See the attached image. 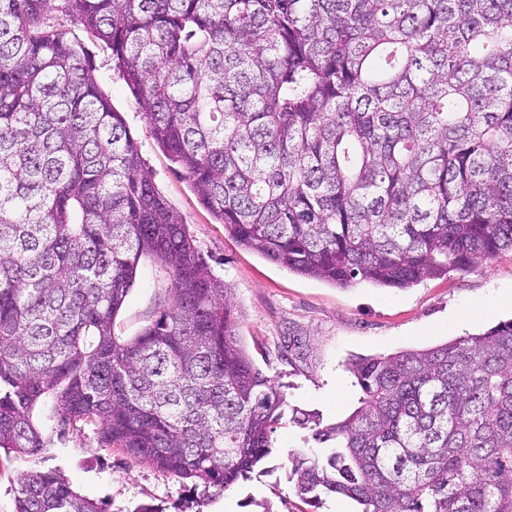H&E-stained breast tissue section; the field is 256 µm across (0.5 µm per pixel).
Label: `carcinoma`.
Wrapping results in <instances>:
<instances>
[{"label": "carcinoma", "mask_w": 512, "mask_h": 512, "mask_svg": "<svg viewBox=\"0 0 512 512\" xmlns=\"http://www.w3.org/2000/svg\"><path fill=\"white\" fill-rule=\"evenodd\" d=\"M112 51L154 142L241 247L339 287L409 288L512 250V0H0V450L96 427L218 492L284 418L323 457L297 492L361 512H512V320L358 357L323 426L239 333L232 288L158 193L89 52ZM171 305L112 332L142 258ZM15 512H104L54 472Z\"/></svg>", "instance_id": "carcinoma-1"}]
</instances>
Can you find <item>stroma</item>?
I'll return each mask as SVG.
<instances>
[{"label":"stroma","instance_id":"1","mask_svg":"<svg viewBox=\"0 0 512 512\" xmlns=\"http://www.w3.org/2000/svg\"><path fill=\"white\" fill-rule=\"evenodd\" d=\"M68 31L89 50L94 74L122 112L157 190L182 215L214 275L233 288L244 343L256 365L280 384L288 406L319 413L323 424L336 423L358 407L362 395L349 369L353 358L428 348L512 319L510 305L490 317L483 313L490 296L512 293L511 251L467 271L396 289L366 282L339 288L240 248L199 203L185 174L154 143L111 50L82 25L69 24ZM171 286L165 267L141 259L114 322L115 335L126 340L139 334L166 303ZM463 309L471 314L465 329L449 326V318ZM273 438L274 450L261 471L207 496L192 481L101 447L95 427H73L53 435L39 454L0 452V512H15L17 479L31 470L58 473L106 512H256L261 504L269 512H355L356 503L342 496L328 495L317 504L297 494L292 457L324 451L308 430L285 421Z\"/></svg>","mask_w":512,"mask_h":512}]
</instances>
